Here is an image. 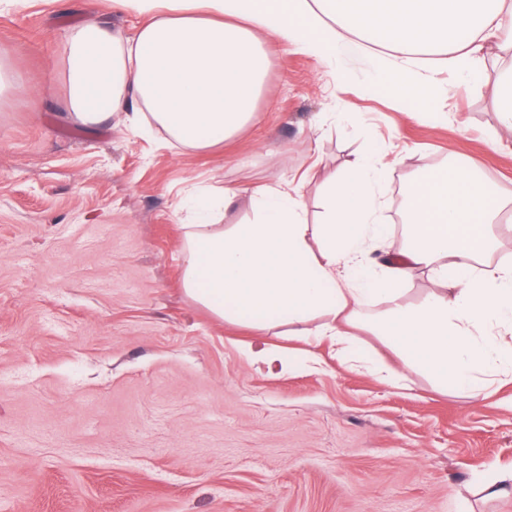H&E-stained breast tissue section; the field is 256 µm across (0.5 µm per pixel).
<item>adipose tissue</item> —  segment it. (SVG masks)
<instances>
[{
	"instance_id": "1",
	"label": "adipose tissue",
	"mask_w": 512,
	"mask_h": 512,
	"mask_svg": "<svg viewBox=\"0 0 512 512\" xmlns=\"http://www.w3.org/2000/svg\"><path fill=\"white\" fill-rule=\"evenodd\" d=\"M141 20L132 32L89 16L59 49L69 67L71 120L96 126L119 116L127 128L154 122L182 146L207 150L240 133L265 90L266 40H282L322 61H339L359 40L376 50L379 78L414 99L437 90L438 70L465 76L499 68L495 108L512 130V0H112ZM395 164L374 146L324 182L320 224L310 225L297 184L250 191L253 217L214 223L235 208L240 188L188 225L186 294L216 318L256 331L287 328L330 338L353 367H371L352 332L355 312L386 295L379 332L400 359L387 380L424 370L477 398L494 376L512 375V263L489 261L512 197L486 186L467 162L421 173L405 202L407 242L382 271L365 263L367 243L389 244L382 218ZM433 286L414 305L401 286L415 272Z\"/></svg>"
}]
</instances>
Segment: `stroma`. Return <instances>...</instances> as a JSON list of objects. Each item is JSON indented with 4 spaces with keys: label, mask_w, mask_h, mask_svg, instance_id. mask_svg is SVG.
<instances>
[{
    "label": "stroma",
    "mask_w": 512,
    "mask_h": 512,
    "mask_svg": "<svg viewBox=\"0 0 512 512\" xmlns=\"http://www.w3.org/2000/svg\"><path fill=\"white\" fill-rule=\"evenodd\" d=\"M89 14L139 23L110 0L0 8V512H512L469 483L512 470V381L478 399L422 370L389 384L329 341L223 322L181 282L194 186L300 179L314 223L325 177L379 140L397 246L420 171L463 160L512 196L494 74L476 91L445 71L404 102L367 91L368 45L329 65L273 42L254 120L191 150L69 118L58 45ZM262 345L316 365L267 369Z\"/></svg>",
    "instance_id": "stroma-1"
}]
</instances>
